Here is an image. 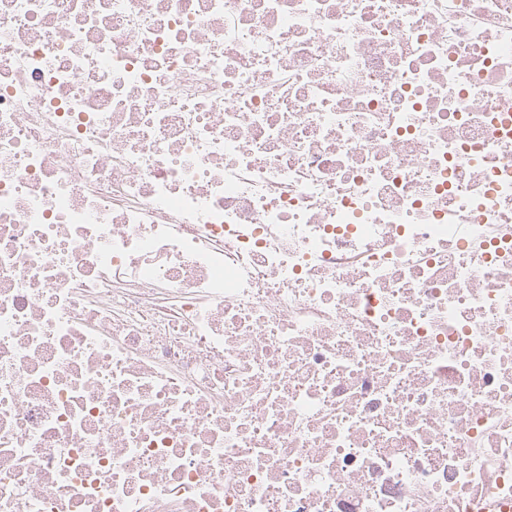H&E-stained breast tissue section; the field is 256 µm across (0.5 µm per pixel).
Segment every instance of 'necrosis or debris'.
I'll use <instances>...</instances> for the list:
<instances>
[{
  "label": "necrosis or debris",
  "instance_id": "obj_1",
  "mask_svg": "<svg viewBox=\"0 0 512 512\" xmlns=\"http://www.w3.org/2000/svg\"><path fill=\"white\" fill-rule=\"evenodd\" d=\"M0 512H512V0H0Z\"/></svg>",
  "mask_w": 512,
  "mask_h": 512
}]
</instances>
